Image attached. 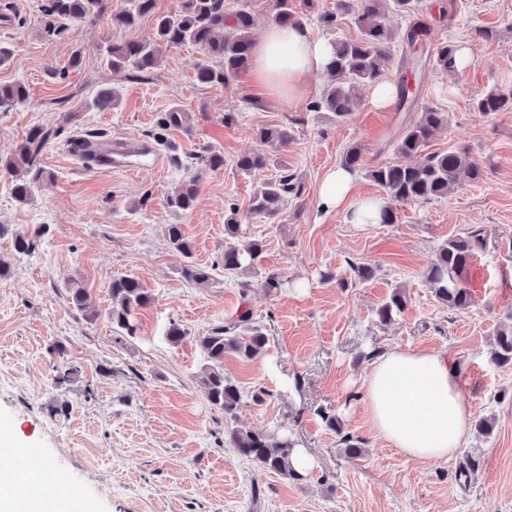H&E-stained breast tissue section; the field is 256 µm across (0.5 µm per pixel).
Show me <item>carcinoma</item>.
Masks as SVG:
<instances>
[{
	"instance_id": "1",
	"label": "carcinoma",
	"mask_w": 512,
	"mask_h": 512,
	"mask_svg": "<svg viewBox=\"0 0 512 512\" xmlns=\"http://www.w3.org/2000/svg\"><path fill=\"white\" fill-rule=\"evenodd\" d=\"M273 21L281 26L300 24L316 16L317 23L334 31L340 21L349 17L358 29L354 40H333V53L325 72L329 76L319 97L310 102L313 112H327L338 121L350 119L358 110V88L382 82V73L388 65V47L402 38L410 49L403 61L397 84L400 105L413 106L417 93L410 89L409 79L431 64L445 71L455 70L453 60L457 47L444 45L427 49L430 27L419 18V0H335L333 10L320 12L317 0H303V11L294 7L292 0H270ZM105 0H45L43 14L45 31L56 35L74 23L95 21L104 12ZM412 19L411 25L399 32L390 23V16ZM152 20V33L144 40L114 44L108 49V65L116 72L127 71L133 78L145 79L160 63L159 47H178L191 44L199 47L204 59L196 67V79L201 84L227 85L251 63L253 14L251 0H237L236 8H227V0H180L177 9L160 12L157 0H122L111 13L112 24L124 28L139 25L144 18ZM29 94L20 83H0V109L7 110L28 102ZM120 94L115 89L100 91L93 100L99 111L118 105ZM475 108L480 112H512V89L494 87L480 98ZM186 113L180 109L161 112L148 138L163 143L173 131L184 128ZM448 123V114L435 108H425L419 118L402 127L390 140L396 160L366 166L364 147L354 143L341 158V166L364 173L385 192L379 223L393 224L400 206L425 203L448 195L455 185L483 179V169L468 151L426 152L434 130ZM257 139L260 148L239 156L235 166L245 176H252L271 165L273 155L263 147L288 146L291 132L283 126L262 127ZM42 144L41 133L34 131L21 146L18 156L0 159V169L13 175L12 194L18 200L32 195L34 185L44 176L37 165ZM224 167V153L209 150L196 158L194 172L182 183L178 193L170 198V207L176 211L194 209L198 197V183L203 177ZM302 187L295 174L277 165L275 176L260 183L249 208L252 219H270L278 215L288 200L301 195ZM46 232L41 225L28 232L13 234V248L18 253L35 251L37 240ZM167 238L173 250L189 259L182 268L183 275L199 284L210 280L208 267L192 261V242L184 225H167ZM485 248L484 231L473 226L455 238L441 244L427 268V280L439 303L451 310L471 306L472 293L466 282V271L473 259ZM263 250L261 241H244L240 235L238 207L229 208L224 220V270L245 272L254 268ZM112 307L109 319L118 330L133 337L136 334L134 315L153 304V294L142 282L131 275L112 278L109 284ZM407 306L406 296L396 289L378 310L380 321L387 323L402 313ZM197 343L207 360L200 384L210 404L224 416L233 419L241 400L236 382L224 373V355L236 354L241 360L256 358L266 344L262 330L251 323L245 310L224 325L210 329L198 337ZM491 360L500 365H512V326L497 330ZM229 440L239 455L256 463L260 470L301 480L303 474L294 468V445L273 434L261 431L235 429Z\"/></svg>"
}]
</instances>
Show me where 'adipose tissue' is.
Listing matches in <instances>:
<instances>
[{"mask_svg": "<svg viewBox=\"0 0 512 512\" xmlns=\"http://www.w3.org/2000/svg\"><path fill=\"white\" fill-rule=\"evenodd\" d=\"M332 51L307 25H267L254 44L252 74L273 93L301 99L308 77ZM463 366L444 351L392 347L376 354L362 382L374 434L406 457L431 462L461 448L470 410Z\"/></svg>", "mask_w": 512, "mask_h": 512, "instance_id": "ef3b65f1", "label": "adipose tissue"}]
</instances>
